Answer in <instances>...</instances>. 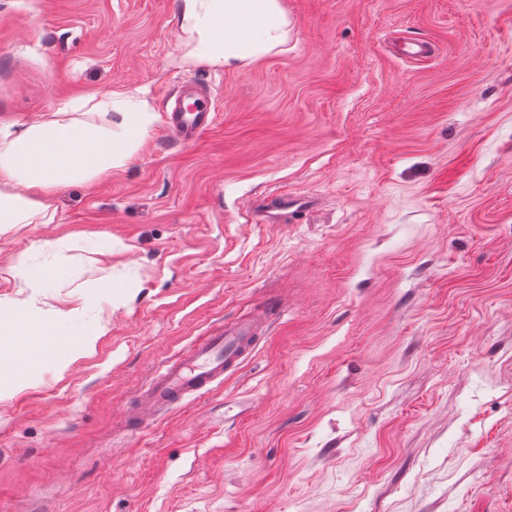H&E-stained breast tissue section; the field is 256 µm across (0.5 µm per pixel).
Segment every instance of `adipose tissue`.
Masks as SVG:
<instances>
[{
	"label": "adipose tissue",
	"instance_id": "adipose-tissue-1",
	"mask_svg": "<svg viewBox=\"0 0 512 512\" xmlns=\"http://www.w3.org/2000/svg\"><path fill=\"white\" fill-rule=\"evenodd\" d=\"M182 21L191 57L224 70L282 50L290 25L281 0H182ZM155 121L147 102L112 92L76 116L63 108L0 127V224L52 221L54 190L124 167Z\"/></svg>",
	"mask_w": 512,
	"mask_h": 512
}]
</instances>
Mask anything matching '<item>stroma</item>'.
I'll use <instances>...</instances> for the list:
<instances>
[{
    "label": "stroma",
    "instance_id": "obj_1",
    "mask_svg": "<svg viewBox=\"0 0 512 512\" xmlns=\"http://www.w3.org/2000/svg\"><path fill=\"white\" fill-rule=\"evenodd\" d=\"M282 2L285 51L224 71L181 0H0V125L113 91L157 115L52 223L0 229L26 311L0 354L29 322L70 346L0 385V512H512V0ZM186 81L221 113L191 146L164 121ZM261 310L236 372L147 409ZM258 319L225 324L204 342L191 346L153 376L148 401L154 408L170 409L192 396L211 390L224 376L239 368L260 336Z\"/></svg>",
    "mask_w": 512,
    "mask_h": 512
}]
</instances>
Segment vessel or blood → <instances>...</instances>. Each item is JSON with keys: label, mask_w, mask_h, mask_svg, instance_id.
<instances>
[{"label": "vessel or blood", "mask_w": 512, "mask_h": 512, "mask_svg": "<svg viewBox=\"0 0 512 512\" xmlns=\"http://www.w3.org/2000/svg\"><path fill=\"white\" fill-rule=\"evenodd\" d=\"M217 119L216 108L206 102L198 108L173 111L169 127L182 144L191 145ZM258 328L259 323L255 320L225 324L219 332L167 363L156 372L148 386L150 405L170 409L223 382L225 375L237 370L253 350L258 340Z\"/></svg>", "instance_id": "1"}]
</instances>
